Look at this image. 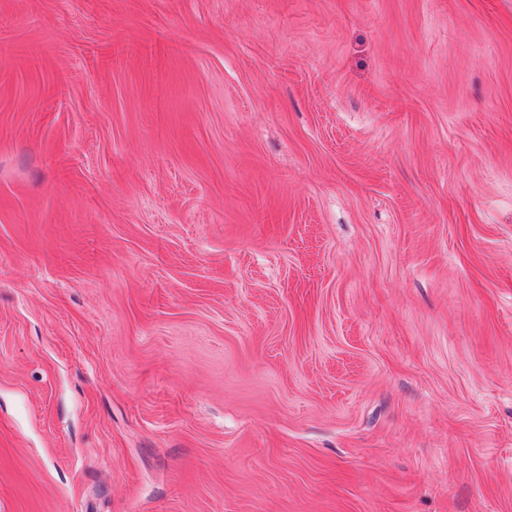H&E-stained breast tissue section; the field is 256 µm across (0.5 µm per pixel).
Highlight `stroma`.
I'll return each mask as SVG.
<instances>
[{"mask_svg": "<svg viewBox=\"0 0 512 512\" xmlns=\"http://www.w3.org/2000/svg\"><path fill=\"white\" fill-rule=\"evenodd\" d=\"M0 512H512V0H0Z\"/></svg>", "mask_w": 512, "mask_h": 512, "instance_id": "1", "label": "stroma"}]
</instances>
